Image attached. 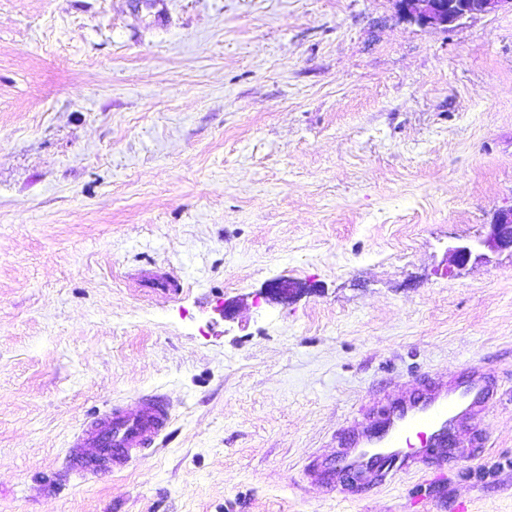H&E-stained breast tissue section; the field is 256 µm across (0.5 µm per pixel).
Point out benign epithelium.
Here are the masks:
<instances>
[{
    "label": "benign epithelium",
    "mask_w": 512,
    "mask_h": 512,
    "mask_svg": "<svg viewBox=\"0 0 512 512\" xmlns=\"http://www.w3.org/2000/svg\"><path fill=\"white\" fill-rule=\"evenodd\" d=\"M398 9L411 21L422 26H436L444 30L474 15L494 11L512 0H395ZM490 251L512 249V207L497 211L485 234L472 244L451 250L453 262L461 267L469 263L480 248Z\"/></svg>",
    "instance_id": "7a95c632"
}]
</instances>
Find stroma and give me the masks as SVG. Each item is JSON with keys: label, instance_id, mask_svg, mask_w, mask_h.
<instances>
[{"label": "stroma", "instance_id": "1", "mask_svg": "<svg viewBox=\"0 0 512 512\" xmlns=\"http://www.w3.org/2000/svg\"><path fill=\"white\" fill-rule=\"evenodd\" d=\"M510 205V7L0 0V512H512V252L450 254ZM467 364L500 397L466 459L311 483ZM152 393L167 440L68 470L90 410ZM398 9L411 21L422 26H436L444 30L474 15L485 14L511 0H393Z\"/></svg>", "mask_w": 512, "mask_h": 512}]
</instances>
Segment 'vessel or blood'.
Returning <instances> with one entry per match:
<instances>
[{"label": "vessel or blood", "mask_w": 512, "mask_h": 512, "mask_svg": "<svg viewBox=\"0 0 512 512\" xmlns=\"http://www.w3.org/2000/svg\"><path fill=\"white\" fill-rule=\"evenodd\" d=\"M497 389L480 368H463L454 382L436 378L407 384L380 423L342 430L334 456L309 464L313 482L333 490L346 481L389 482L423 470L428 459L455 458L464 426L497 399ZM172 406L160 395H143L134 409L91 414L70 443V466L87 475L118 472L144 449L166 438Z\"/></svg>", "instance_id": "vessel-or-blood-1"}]
</instances>
